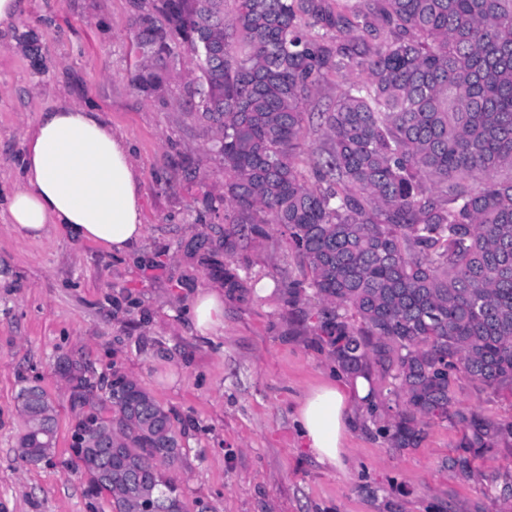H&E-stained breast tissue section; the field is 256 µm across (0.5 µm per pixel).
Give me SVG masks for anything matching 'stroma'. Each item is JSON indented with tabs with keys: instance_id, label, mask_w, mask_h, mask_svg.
Wrapping results in <instances>:
<instances>
[{
	"instance_id": "obj_1",
	"label": "stroma",
	"mask_w": 512,
	"mask_h": 512,
	"mask_svg": "<svg viewBox=\"0 0 512 512\" xmlns=\"http://www.w3.org/2000/svg\"><path fill=\"white\" fill-rule=\"evenodd\" d=\"M154 0H23L15 26L0 31V192L9 193L23 138L61 98L99 112L124 135L142 173L145 235L127 254L50 231L22 237L0 223V512H111L69 464L75 414L56 364L86 363L92 379L120 372L145 386L184 429L173 476L188 512H512L487 493L512 465V449L486 453L469 477L448 467L460 436L434 420L418 447L398 451L363 403L349 402L353 427L344 465L304 448L301 399L335 364L316 344L320 303L289 306L276 284L303 270L280 231L224 255V168L210 135L182 103L188 65L165 97L136 91L129 75L139 14ZM232 267L244 297L224 300V332L199 336L186 308L224 285ZM269 289L266 297L257 296ZM36 383L58 410L57 452L36 466L18 455L17 392ZM461 408L512 418V397L460 378Z\"/></svg>"
}]
</instances>
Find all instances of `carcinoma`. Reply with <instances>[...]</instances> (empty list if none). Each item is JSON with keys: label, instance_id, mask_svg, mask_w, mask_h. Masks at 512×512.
<instances>
[{"label": "carcinoma", "instance_id": "carcinoma-1", "mask_svg": "<svg viewBox=\"0 0 512 512\" xmlns=\"http://www.w3.org/2000/svg\"><path fill=\"white\" fill-rule=\"evenodd\" d=\"M135 40L170 72L191 56L184 96L224 166V255L244 233L288 236L304 270L283 281L288 303L312 290L338 369L385 384L389 446L417 447L437 418L461 430L448 466L462 474L512 448V421L458 408L453 389L512 396V0H157ZM354 71L306 152L307 105ZM130 83L160 94L169 78L142 61ZM63 379L72 438L114 436L110 476L103 449L72 446L89 491L111 512H187L170 412L119 373L103 397L80 362ZM18 408L19 456L51 458L54 401L42 389Z\"/></svg>", "mask_w": 512, "mask_h": 512}]
</instances>
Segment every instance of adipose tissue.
Masks as SVG:
<instances>
[{
	"label": "adipose tissue",
	"mask_w": 512,
	"mask_h": 512,
	"mask_svg": "<svg viewBox=\"0 0 512 512\" xmlns=\"http://www.w3.org/2000/svg\"><path fill=\"white\" fill-rule=\"evenodd\" d=\"M140 182L126 140L99 112L64 100L41 112L24 137L6 221L27 238L53 230L123 255L145 233ZM191 319L200 335L222 330L223 292L197 293ZM295 423L318 462L342 467L350 417L340 385L331 381L309 391Z\"/></svg>",
	"instance_id": "adipose-tissue-1"
}]
</instances>
